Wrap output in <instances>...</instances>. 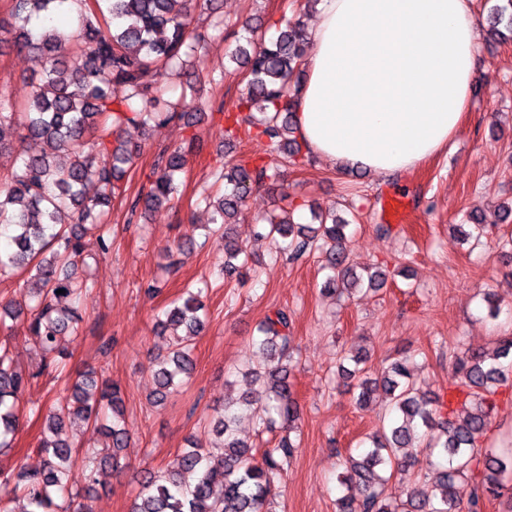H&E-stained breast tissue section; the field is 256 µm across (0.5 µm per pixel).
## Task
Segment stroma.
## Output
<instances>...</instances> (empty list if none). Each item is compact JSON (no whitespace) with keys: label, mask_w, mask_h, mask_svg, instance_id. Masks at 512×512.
<instances>
[{"label":"stroma","mask_w":512,"mask_h":512,"mask_svg":"<svg viewBox=\"0 0 512 512\" xmlns=\"http://www.w3.org/2000/svg\"><path fill=\"white\" fill-rule=\"evenodd\" d=\"M224 17V29L213 28ZM299 18L312 27L317 14L303 0H198L193 25L204 35L200 63L167 81V98L177 101L185 83H193L191 110L207 111L236 104L247 73L228 59L245 42L248 27L261 25L273 37L282 20ZM479 81L462 129L453 145L413 171L372 178L308 154L297 164L280 166L275 184L254 187L231 227V236L256 259L252 272L224 273V243L204 239L199 226L210 223L211 210L201 196L216 193L214 173L225 162L262 157L263 138L225 141L216 122L194 126L175 121L146 130L129 127L122 139L140 145L128 171L123 196L107 216L112 250L102 254L95 236L83 240L84 256L96 280L93 292L78 303L79 332L67 342L65 373L34 382L28 402L50 407L64 395L69 374L105 368L122 390L131 440L121 471L99 475L88 505L91 512H131L143 470L166 467L189 442L212 445L206 420L225 398L245 391L236 370L258 360L252 345L256 327L267 314L284 308L291 317V374L299 418L290 434L298 448L286 477L276 485L275 512H336L341 493L337 480L341 457L376 430L386 412L384 398L357 404L340 364L345 351L366 350L371 367L403 352L416 367L423 390L443 393L457 387L455 357L464 351H488L497 339L512 336V258L502 248L512 239V223L495 228L478 246L459 243L451 227L467 221L473 206L512 201V38L481 41ZM42 72L39 54L0 46V89L16 103L27 100ZM183 146L185 165L171 204L131 224L126 199L146 194L158 154ZM409 201L405 223L384 222L380 199L391 192ZM336 208L351 222L346 250L352 265L386 270L378 291L354 301L337 299L324 289L326 273L319 252L288 261L283 250L255 235L261 217L276 208L295 210L300 223L311 221L310 207ZM193 235L192 253L179 251L181 235ZM161 291L147 296L148 283ZM205 284L206 329L194 339L195 369L187 384L159 406L147 395L153 387L154 358L167 347V333L156 318L186 285ZM500 303L489 317L484 293ZM491 421L482 446L499 448L512 438V379L491 398ZM42 418L21 413L19 427L0 468L19 472L40 467L37 448Z\"/></svg>","instance_id":"obj_1"}]
</instances>
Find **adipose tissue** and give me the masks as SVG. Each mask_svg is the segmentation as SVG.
<instances>
[{
  "instance_id": "1",
  "label": "adipose tissue",
  "mask_w": 512,
  "mask_h": 512,
  "mask_svg": "<svg viewBox=\"0 0 512 512\" xmlns=\"http://www.w3.org/2000/svg\"><path fill=\"white\" fill-rule=\"evenodd\" d=\"M292 106L313 155L385 177L459 134L477 83L473 0H318Z\"/></svg>"
}]
</instances>
